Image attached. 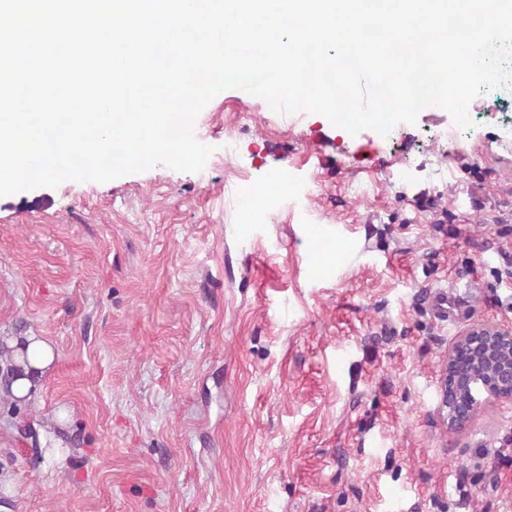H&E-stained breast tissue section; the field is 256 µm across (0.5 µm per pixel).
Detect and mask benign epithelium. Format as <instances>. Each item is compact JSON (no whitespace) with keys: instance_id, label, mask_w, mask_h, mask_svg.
Segmentation results:
<instances>
[{"instance_id":"obj_1","label":"benign epithelium","mask_w":512,"mask_h":512,"mask_svg":"<svg viewBox=\"0 0 512 512\" xmlns=\"http://www.w3.org/2000/svg\"><path fill=\"white\" fill-rule=\"evenodd\" d=\"M512 327L480 323L455 337L438 379L437 414L452 432L470 428L481 401L464 404L467 393L484 401L512 405Z\"/></svg>"}]
</instances>
